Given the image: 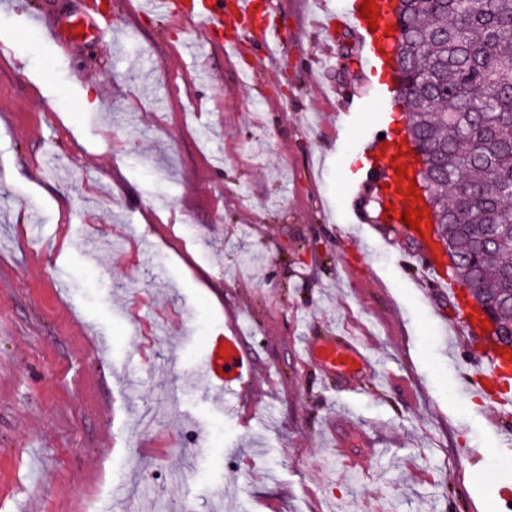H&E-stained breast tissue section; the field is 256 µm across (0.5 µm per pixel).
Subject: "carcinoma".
<instances>
[{
	"instance_id": "cac0c4a2",
	"label": "carcinoma",
	"mask_w": 512,
	"mask_h": 512,
	"mask_svg": "<svg viewBox=\"0 0 512 512\" xmlns=\"http://www.w3.org/2000/svg\"><path fill=\"white\" fill-rule=\"evenodd\" d=\"M394 99L448 247L452 281L474 286L512 336V0H397Z\"/></svg>"
}]
</instances>
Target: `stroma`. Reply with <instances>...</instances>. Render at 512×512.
Returning <instances> with one entry per match:
<instances>
[{
	"label": "stroma",
	"instance_id": "stroma-1",
	"mask_svg": "<svg viewBox=\"0 0 512 512\" xmlns=\"http://www.w3.org/2000/svg\"><path fill=\"white\" fill-rule=\"evenodd\" d=\"M94 2L0 0V512H507L497 405L460 375L482 350L416 243L356 221L360 140L405 116L346 31L319 67L343 0H267L274 65L245 35L192 59L203 27L139 0L111 40L43 39ZM234 328L252 384L208 387ZM334 331L377 363L350 392L304 349Z\"/></svg>",
	"mask_w": 512,
	"mask_h": 512
}]
</instances>
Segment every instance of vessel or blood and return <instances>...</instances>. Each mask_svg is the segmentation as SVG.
<instances>
[{"label": "vessel or blood", "instance_id": "b4317fda", "mask_svg": "<svg viewBox=\"0 0 512 512\" xmlns=\"http://www.w3.org/2000/svg\"><path fill=\"white\" fill-rule=\"evenodd\" d=\"M377 7L378 27L369 30L366 19L360 11L364 0H347L341 13L340 25L353 31L358 41V50L366 66L382 65L380 46L387 42V28L390 24L388 0H373ZM140 12L144 15H161L170 21L182 25L188 21L200 22L207 40L204 48L211 54H233L237 51L234 40L226 38L225 28L235 32L247 33L256 41L268 60H275L283 42V33L275 24L273 15L262 9L258 0H141ZM105 15L101 9H84L76 14L67 29L49 28V37L67 46L82 44L103 34ZM364 150L378 154L377 168L371 169L366 180L382 184L394 181L402 187L408 186V179H397L395 167L409 161L406 151L391 148L386 140L377 134H368L363 142ZM394 214L388 226L394 232L413 239L418 250L413 256L414 264L420 266L430 276L429 290L443 292L448 281L443 274L440 256L435 252L427 230L416 231L399 219V215L409 202L401 191L389 194L384 199ZM315 363L328 379L350 382L361 376L370 375L372 365L362 347L353 339L344 336H321L317 339V348L313 353ZM253 357L243 337L236 333H227L222 343L207 346L202 360L195 367L196 376L206 384L232 390L244 386L252 375ZM470 371L492 379V386H480L478 395L496 397L500 407L512 405V367L499 351H490L483 361L469 362Z\"/></svg>", "mask_w": 512, "mask_h": 512}]
</instances>
